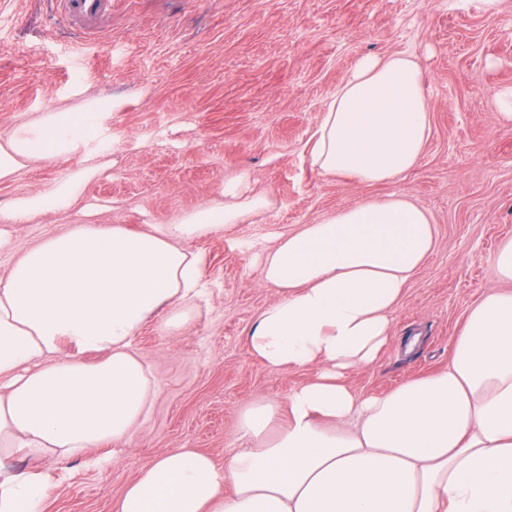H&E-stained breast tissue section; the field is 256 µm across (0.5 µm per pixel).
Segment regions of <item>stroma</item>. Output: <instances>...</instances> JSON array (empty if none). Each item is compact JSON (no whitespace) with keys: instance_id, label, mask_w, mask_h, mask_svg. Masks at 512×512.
<instances>
[{"instance_id":"stroma-1","label":"stroma","mask_w":512,"mask_h":512,"mask_svg":"<svg viewBox=\"0 0 512 512\" xmlns=\"http://www.w3.org/2000/svg\"><path fill=\"white\" fill-rule=\"evenodd\" d=\"M98 36L60 16L56 0H0V134L33 114L109 95L106 168L71 213L9 227L0 277L38 238L68 224H123L134 232L221 202L225 179L247 175L263 210L198 246L211 292L187 327L147 324L134 345L156 386L129 439L66 462L22 455L8 466L49 476L41 512H113L138 472L161 453L192 448L216 463L239 448L238 412L285 401L305 369L272 371L246 338L275 287L257 253L301 225L366 199L404 197L428 211L437 246L393 314L394 339L347 382L359 396L446 369L468 308L489 289L512 238V123L496 107L512 85V0H112ZM402 53L424 77L431 131L419 162L364 186L310 164L323 113L358 60ZM85 155L29 164L0 182V202L51 186ZM417 337L413 349L407 338Z\"/></svg>"}]
</instances>
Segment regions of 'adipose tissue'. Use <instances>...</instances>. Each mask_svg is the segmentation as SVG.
Listing matches in <instances>:
<instances>
[{
	"label": "adipose tissue",
	"instance_id": "1",
	"mask_svg": "<svg viewBox=\"0 0 512 512\" xmlns=\"http://www.w3.org/2000/svg\"><path fill=\"white\" fill-rule=\"evenodd\" d=\"M119 104L95 97L37 113L0 135V182L30 162L103 148ZM430 112L418 64L365 57L317 130L311 163L371 185L420 159ZM100 172L90 164L47 190L0 205L4 226L68 211ZM225 180L230 205L134 233L70 224L40 237L0 278V512H38L48 478L13 470L21 453L60 461L133 436L156 394L133 347L142 327L178 331L208 290L195 243L266 207ZM437 245L428 213L396 197L366 200L279 239L260 264L278 297L247 337L268 369L308 368L286 403L239 413L241 448L216 465L192 448L141 469L113 512H512V292L468 310L447 369L383 395L357 396L347 370L373 364L393 312ZM98 353L89 363L85 353Z\"/></svg>",
	"mask_w": 512,
	"mask_h": 512
}]
</instances>
